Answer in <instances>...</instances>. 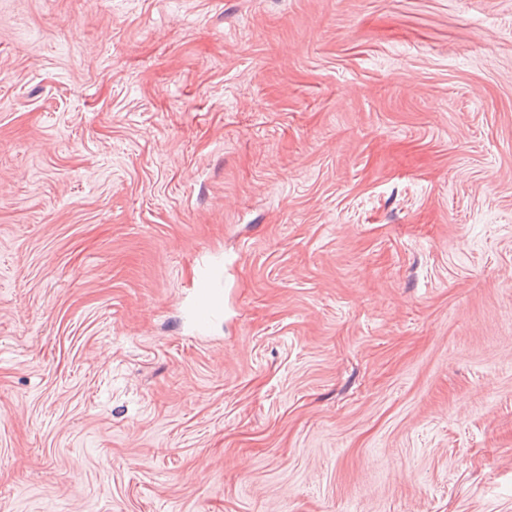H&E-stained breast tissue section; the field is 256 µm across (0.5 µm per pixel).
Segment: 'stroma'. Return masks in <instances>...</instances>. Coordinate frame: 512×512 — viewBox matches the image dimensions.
Here are the masks:
<instances>
[{"instance_id":"obj_1","label":"stroma","mask_w":512,"mask_h":512,"mask_svg":"<svg viewBox=\"0 0 512 512\" xmlns=\"http://www.w3.org/2000/svg\"><path fill=\"white\" fill-rule=\"evenodd\" d=\"M0 512H512V0H0ZM224 308V295L222 291L212 288L208 283L201 286L194 309V316L200 324H208L213 319V314Z\"/></svg>"}]
</instances>
